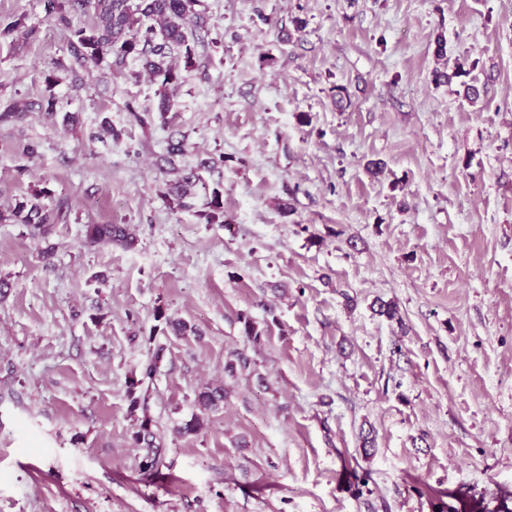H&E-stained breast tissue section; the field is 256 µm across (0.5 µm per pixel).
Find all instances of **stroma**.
Masks as SVG:
<instances>
[{
  "mask_svg": "<svg viewBox=\"0 0 512 512\" xmlns=\"http://www.w3.org/2000/svg\"><path fill=\"white\" fill-rule=\"evenodd\" d=\"M200 9L163 115L136 64L69 71L92 10L64 26L0 0V26H29L0 40V111L28 107L0 123V211L42 189L65 205L45 241L0 224V512H512V0ZM458 63L477 102L433 80ZM88 224L137 243L84 246ZM152 358L150 449L126 390ZM197 180L199 179L196 178L192 170H190V172L184 173L180 181L174 183L169 188L168 195L170 196V203L176 205L179 208L189 207L185 199L192 194L191 188L195 185Z\"/></svg>",
  "mask_w": 512,
  "mask_h": 512,
  "instance_id": "stroma-1",
  "label": "stroma"
}]
</instances>
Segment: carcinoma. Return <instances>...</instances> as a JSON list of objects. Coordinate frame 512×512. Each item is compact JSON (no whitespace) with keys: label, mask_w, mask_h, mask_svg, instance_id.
I'll return each mask as SVG.
<instances>
[{"label":"carcinoma","mask_w":512,"mask_h":512,"mask_svg":"<svg viewBox=\"0 0 512 512\" xmlns=\"http://www.w3.org/2000/svg\"><path fill=\"white\" fill-rule=\"evenodd\" d=\"M45 16L63 25H69V14L92 7L94 22L86 27L71 30L68 52L72 67L95 66L108 57L111 66L122 69L130 62L160 80V116L173 107L170 98L172 88L178 86L184 76L173 64L172 55H182L185 70L194 67L196 57V32L206 25L203 12L196 9L198 0H41ZM460 79L463 94L475 101L480 97L478 80L471 71L459 65L453 75L437 72L435 79L450 81ZM197 181L193 172L183 174L180 181L169 188L172 204L188 207L186 198ZM47 192L39 191L16 203L10 214L0 215V221H12L25 225L35 239L45 240L63 214L60 207L42 202ZM208 224L220 222L224 217L220 191L212 192L210 210L202 214ZM85 243L89 245H117L130 248L134 237L126 224H87ZM224 401V389L214 387L198 395L199 407L212 410Z\"/></svg>","instance_id":"obj_1"}]
</instances>
